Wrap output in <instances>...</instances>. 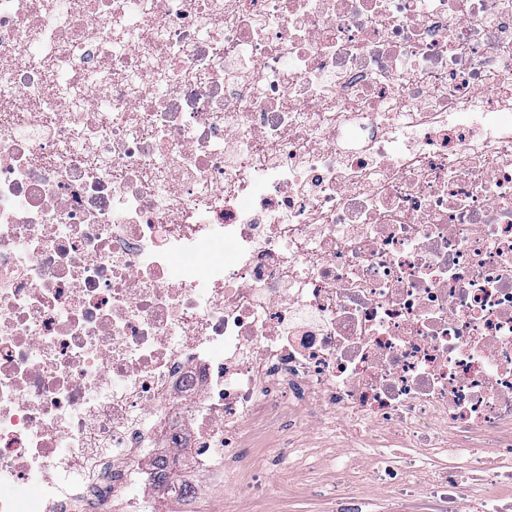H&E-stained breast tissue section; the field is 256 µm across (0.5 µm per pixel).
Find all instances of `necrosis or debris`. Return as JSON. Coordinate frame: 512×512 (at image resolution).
I'll use <instances>...</instances> for the list:
<instances>
[{
	"label": "necrosis or debris",
	"mask_w": 512,
	"mask_h": 512,
	"mask_svg": "<svg viewBox=\"0 0 512 512\" xmlns=\"http://www.w3.org/2000/svg\"><path fill=\"white\" fill-rule=\"evenodd\" d=\"M286 412L512 512V0H0V512L190 505Z\"/></svg>",
	"instance_id": "obj_1"
}]
</instances>
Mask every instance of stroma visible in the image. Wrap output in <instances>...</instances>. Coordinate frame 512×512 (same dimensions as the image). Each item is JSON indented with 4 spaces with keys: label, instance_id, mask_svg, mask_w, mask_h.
Listing matches in <instances>:
<instances>
[{
    "label": "stroma",
    "instance_id": "1",
    "mask_svg": "<svg viewBox=\"0 0 512 512\" xmlns=\"http://www.w3.org/2000/svg\"><path fill=\"white\" fill-rule=\"evenodd\" d=\"M287 437L284 427L266 433L270 449L256 455L254 464L261 487L229 494L223 484H204L195 512H336V499L331 493L336 475L322 464L330 452L327 442L300 433V440L308 446V459L288 470L274 451Z\"/></svg>",
    "mask_w": 512,
    "mask_h": 512
}]
</instances>
